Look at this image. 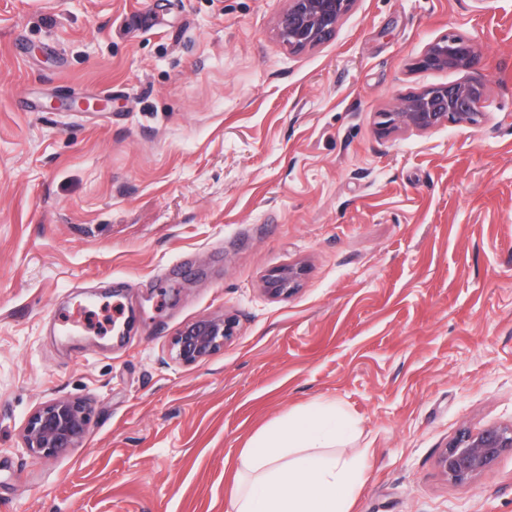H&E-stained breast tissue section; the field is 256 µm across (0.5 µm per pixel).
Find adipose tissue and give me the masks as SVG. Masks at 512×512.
Segmentation results:
<instances>
[{"label":"adipose tissue","instance_id":"obj_1","mask_svg":"<svg viewBox=\"0 0 512 512\" xmlns=\"http://www.w3.org/2000/svg\"><path fill=\"white\" fill-rule=\"evenodd\" d=\"M347 431L339 419L302 415L288 428L254 441L243 458L250 477L233 498L231 512H350L361 467L316 454ZM287 448H301L305 454L288 459L283 454Z\"/></svg>","mask_w":512,"mask_h":512}]
</instances>
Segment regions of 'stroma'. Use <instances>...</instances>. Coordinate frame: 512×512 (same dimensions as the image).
Returning a JSON list of instances; mask_svg holds the SVG:
<instances>
[{"label":"stroma","instance_id":"stroma-1","mask_svg":"<svg viewBox=\"0 0 512 512\" xmlns=\"http://www.w3.org/2000/svg\"><path fill=\"white\" fill-rule=\"evenodd\" d=\"M287 6L0 0V512H228L249 441L319 407L354 424L322 456L368 464L351 512H512V452L463 485L437 465L512 423V0H355L299 52ZM448 35L475 65L415 69ZM469 79L479 126L378 133ZM224 314L223 351L170 359ZM56 397L89 431L31 460ZM302 269L287 265L272 270L265 279V289L273 297H288L299 286ZM233 328V320L226 316H208L185 324L170 341V356L182 364L205 360L224 349ZM90 409L76 398L57 397L37 407L26 420L23 448L33 460L76 448L87 435Z\"/></svg>","mask_w":512,"mask_h":512}]
</instances>
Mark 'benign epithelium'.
<instances>
[{"mask_svg":"<svg viewBox=\"0 0 512 512\" xmlns=\"http://www.w3.org/2000/svg\"><path fill=\"white\" fill-rule=\"evenodd\" d=\"M355 0H288L277 20V33L294 51L314 47L336 35ZM479 56L473 42L446 36L427 45L415 62L421 70L461 71L472 68ZM485 83L467 80L429 87L400 98L391 112L381 113L379 130L428 131L445 123L475 127L484 117ZM302 269L287 265L272 270L265 289L273 297H287L299 286ZM234 322L226 316H208L190 322L172 337L169 353L182 364L205 360L224 349L233 335ZM90 409L76 398H52L37 407L26 420L23 448L34 460L76 448L87 435ZM512 451V425H490L466 430L442 449L438 466L454 483H466L485 473L505 452Z\"/></svg>","mask_w":512,"mask_h":512,"instance_id":"benign-epithelium-1","label":"benign epithelium"}]
</instances>
